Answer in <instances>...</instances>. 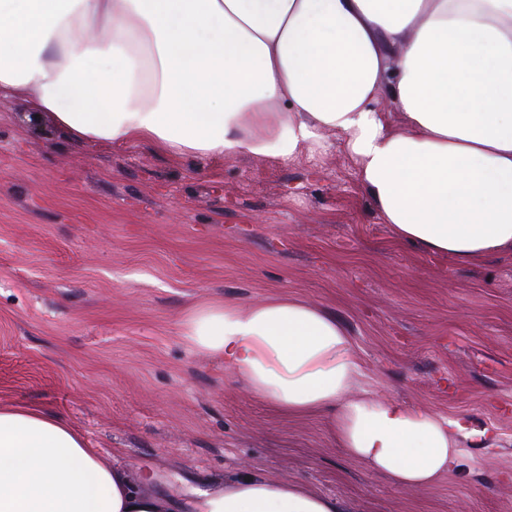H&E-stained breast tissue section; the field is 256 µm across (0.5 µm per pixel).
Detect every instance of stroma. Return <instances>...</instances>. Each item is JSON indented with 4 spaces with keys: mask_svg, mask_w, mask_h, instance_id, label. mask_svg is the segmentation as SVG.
Returning <instances> with one entry per match:
<instances>
[{
    "mask_svg": "<svg viewBox=\"0 0 512 512\" xmlns=\"http://www.w3.org/2000/svg\"><path fill=\"white\" fill-rule=\"evenodd\" d=\"M294 297L334 314L352 396L460 421L431 488L392 482L287 418L182 335L189 308ZM62 416L165 495L242 474L341 512H512V253L399 242L334 149L208 163L79 141L0 99V406Z\"/></svg>",
    "mask_w": 512,
    "mask_h": 512,
    "instance_id": "obj_1",
    "label": "stroma"
}]
</instances>
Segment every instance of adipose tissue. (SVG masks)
<instances>
[{
  "label": "adipose tissue",
  "mask_w": 512,
  "mask_h": 512,
  "mask_svg": "<svg viewBox=\"0 0 512 512\" xmlns=\"http://www.w3.org/2000/svg\"><path fill=\"white\" fill-rule=\"evenodd\" d=\"M0 98L76 139L176 158L338 147L400 240L461 263L512 252V0H0ZM182 334L283 415L328 416L400 486L455 466L459 421L350 397L359 370L324 309L212 302ZM338 510L249 474L167 496L61 416L0 407V512Z\"/></svg>",
  "instance_id": "1"
}]
</instances>
